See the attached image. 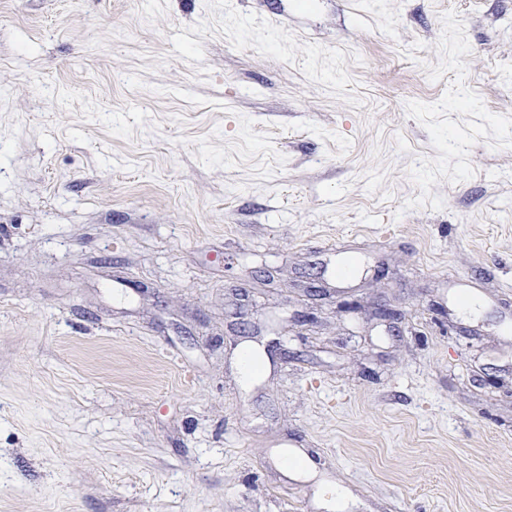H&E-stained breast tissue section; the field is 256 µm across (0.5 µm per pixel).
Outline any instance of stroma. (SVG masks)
<instances>
[{"instance_id": "stroma-1", "label": "stroma", "mask_w": 512, "mask_h": 512, "mask_svg": "<svg viewBox=\"0 0 512 512\" xmlns=\"http://www.w3.org/2000/svg\"><path fill=\"white\" fill-rule=\"evenodd\" d=\"M337 491L512 512V0H0V512Z\"/></svg>"}]
</instances>
